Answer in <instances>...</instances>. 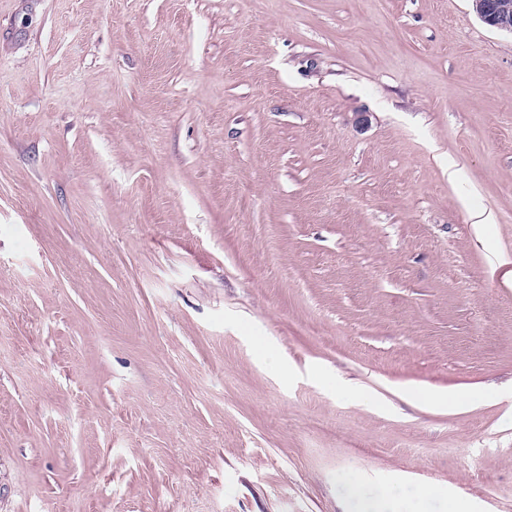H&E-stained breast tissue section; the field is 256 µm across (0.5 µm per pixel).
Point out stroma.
<instances>
[{
  "mask_svg": "<svg viewBox=\"0 0 512 512\" xmlns=\"http://www.w3.org/2000/svg\"><path fill=\"white\" fill-rule=\"evenodd\" d=\"M349 474L512 512V35L0 0V512H348ZM402 395L407 399H418L422 401H428L435 405L447 406H462L466 404L470 397L464 394L454 395H435L418 388L408 387L402 391Z\"/></svg>",
  "mask_w": 512,
  "mask_h": 512,
  "instance_id": "stroma-1",
  "label": "stroma"
}]
</instances>
